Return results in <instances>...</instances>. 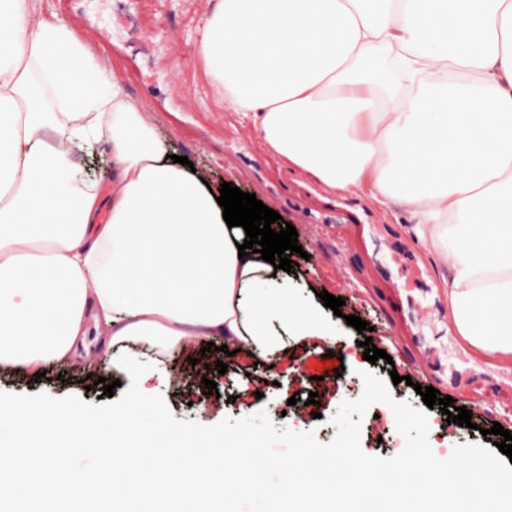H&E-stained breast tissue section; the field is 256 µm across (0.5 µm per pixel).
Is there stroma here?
Listing matches in <instances>:
<instances>
[{
    "label": "stroma",
    "instance_id": "35a3bbf8",
    "mask_svg": "<svg viewBox=\"0 0 512 512\" xmlns=\"http://www.w3.org/2000/svg\"><path fill=\"white\" fill-rule=\"evenodd\" d=\"M211 0H36L38 19L66 25L86 44L96 60L119 77L130 100L157 115V134L170 141L177 155L188 157L213 183H230L255 194L268 208L292 224L303 255H292L290 276L296 296L314 309L328 336H292L276 362L255 351L225 356L202 351L192 342L170 357L168 373L140 380V390L163 395L176 419L213 424L223 418L266 413L277 428L315 432L330 442L336 433L331 418L339 404L363 389L360 371L388 378L397 370L403 381L392 387L395 400L423 408L415 385L431 386L441 395L458 397L453 372L470 385L472 427L447 423L439 409H426L428 441L437 458H447L459 444L492 447L493 423L512 432V373L504 372L472 349L449 328L448 297L440 285V269L427 249L409 232L404 208H386L362 191L325 193L314 182L281 168L263 150L259 137L218 91L201 76L196 52L201 19ZM344 301L341 314L325 308L320 292ZM367 321L377 348L387 356L376 364L364 360L361 334L347 316ZM331 358L341 377L318 381L319 365ZM226 361L219 373L218 361ZM51 378L35 379L0 371V390L54 397L74 395L97 403L101 386L85 388L87 376L114 382L121 397L131 380L112 366L103 349L78 363L57 364ZM217 384L206 395L205 380ZM317 404H309L310 393ZM296 405H289L292 396ZM208 410H201L200 400ZM405 444L392 411L377 404L361 424L366 454L388 458Z\"/></svg>",
    "mask_w": 512,
    "mask_h": 512
}]
</instances>
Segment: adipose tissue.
<instances>
[{
	"label": "adipose tissue",
	"instance_id": "obj_1",
	"mask_svg": "<svg viewBox=\"0 0 512 512\" xmlns=\"http://www.w3.org/2000/svg\"><path fill=\"white\" fill-rule=\"evenodd\" d=\"M197 49L288 169L405 207L454 330L512 364V0H218ZM104 144L105 196L74 162ZM168 153L66 26L0 0V369L145 343L155 372L190 337L270 354L316 327Z\"/></svg>",
	"mask_w": 512,
	"mask_h": 512
}]
</instances>
